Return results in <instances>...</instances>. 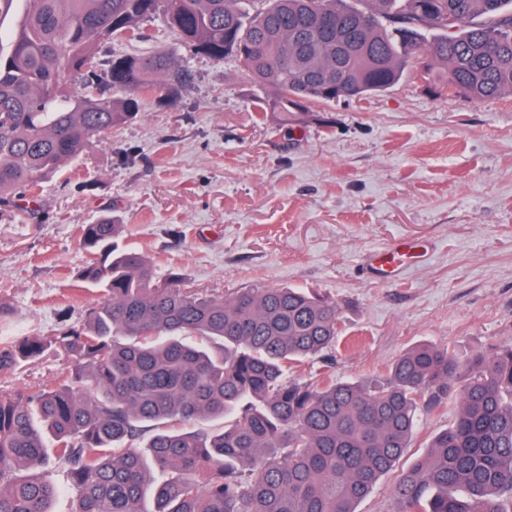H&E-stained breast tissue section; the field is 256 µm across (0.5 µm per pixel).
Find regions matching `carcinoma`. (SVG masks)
Masks as SVG:
<instances>
[{"instance_id":"cac0c4a2","label":"carcinoma","mask_w":512,"mask_h":512,"mask_svg":"<svg viewBox=\"0 0 512 512\" xmlns=\"http://www.w3.org/2000/svg\"><path fill=\"white\" fill-rule=\"evenodd\" d=\"M0 53V203L24 198L130 120L137 97L187 79L173 50L98 72L101 44L142 40L161 12L177 41L238 59L277 92L257 107L298 122L421 65L434 93L512 95V0H28ZM116 98L67 96L63 80ZM103 215L81 226L79 278L101 300L58 335L0 341V372L54 349L71 376L0 394V512H51L65 474L70 512H356L410 445L422 409L458 411L397 475L398 512H512V344L464 362L420 346L374 383L288 377L330 350L336 302L298 288L203 293L119 246ZM220 420L218 428L200 422Z\"/></svg>"}]
</instances>
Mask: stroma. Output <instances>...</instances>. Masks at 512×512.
I'll use <instances>...</instances> for the list:
<instances>
[{
  "label": "stroma",
  "instance_id": "35a3bbf8",
  "mask_svg": "<svg viewBox=\"0 0 512 512\" xmlns=\"http://www.w3.org/2000/svg\"><path fill=\"white\" fill-rule=\"evenodd\" d=\"M143 28L146 40L103 52L175 49L187 81L174 103L143 99L135 119L95 137L36 203L0 206V338L59 333L97 302L74 280L87 258L80 227L109 212L123 242L188 287L335 300L341 342L295 377L371 381L420 345L465 359L512 343V97H437L414 70L286 126L256 112L260 89L236 58L194 53L160 14ZM399 238L427 244L426 260L373 278L366 255ZM72 368L47 351L0 372V393L38 391ZM455 414L452 404L421 413L398 470Z\"/></svg>",
  "mask_w": 512,
  "mask_h": 512
}]
</instances>
